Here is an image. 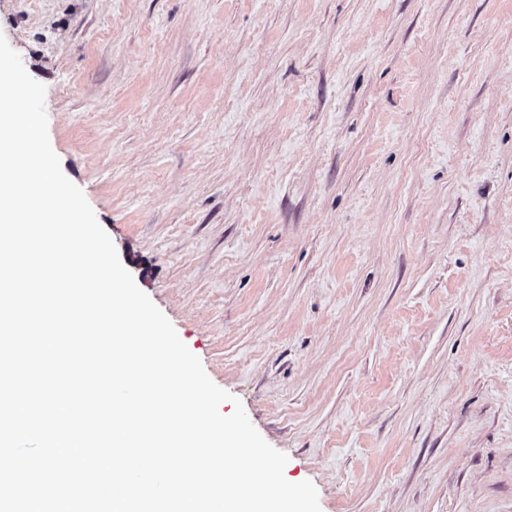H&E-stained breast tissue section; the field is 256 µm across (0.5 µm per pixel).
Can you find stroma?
Here are the masks:
<instances>
[{
    "label": "stroma",
    "mask_w": 512,
    "mask_h": 512,
    "mask_svg": "<svg viewBox=\"0 0 512 512\" xmlns=\"http://www.w3.org/2000/svg\"><path fill=\"white\" fill-rule=\"evenodd\" d=\"M0 35L321 512H512V0H0Z\"/></svg>",
    "instance_id": "obj_1"
}]
</instances>
